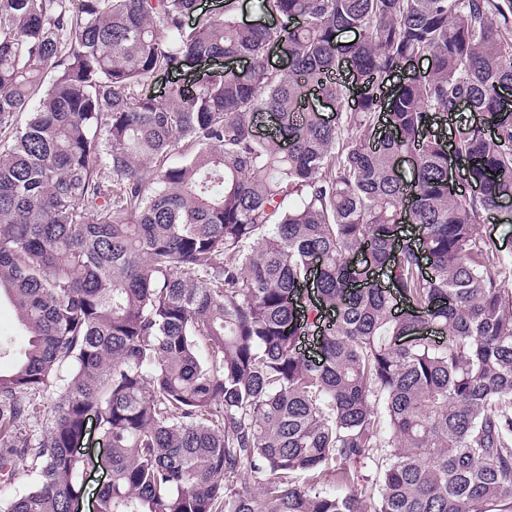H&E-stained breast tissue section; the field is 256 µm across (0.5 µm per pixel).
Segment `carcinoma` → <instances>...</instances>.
Segmentation results:
<instances>
[{"mask_svg": "<svg viewBox=\"0 0 512 512\" xmlns=\"http://www.w3.org/2000/svg\"><path fill=\"white\" fill-rule=\"evenodd\" d=\"M255 3L0 0V512H512V0ZM480 233L492 232L500 240L503 253L512 257V224H499L496 220L488 218L484 224L478 226ZM24 331L19 325L17 315L13 307L5 300L0 304V336H12L21 340Z\"/></svg>", "mask_w": 512, "mask_h": 512, "instance_id": "1", "label": "carcinoma"}]
</instances>
